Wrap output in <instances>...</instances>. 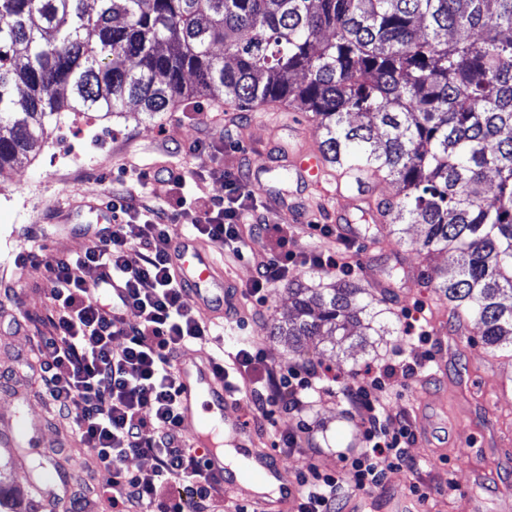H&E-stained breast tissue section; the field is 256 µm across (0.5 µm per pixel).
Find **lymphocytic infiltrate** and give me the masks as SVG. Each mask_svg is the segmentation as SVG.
<instances>
[{
    "mask_svg": "<svg viewBox=\"0 0 512 512\" xmlns=\"http://www.w3.org/2000/svg\"><path fill=\"white\" fill-rule=\"evenodd\" d=\"M149 180V173H139L135 190L113 195L112 225L92 246L72 257L45 260L53 333L37 343L40 379L45 396L93 450L113 507L184 512L177 487L200 499L210 496L211 487L184 438L173 358L187 344L211 339L213 330L186 305L189 287L171 273L174 213L140 201ZM225 186L227 200H213L207 222L196 230L218 249L240 254L249 242L239 227L252 223L253 213L240 179H226ZM290 242L280 235L278 253L259 264L249 290L255 301H265L296 267L339 268L331 256L298 255ZM132 248L140 252L139 264L126 258ZM83 266L97 269L95 284L76 276ZM266 374L265 390L254 395L264 416L275 408L299 411L325 382L315 366H270ZM385 388L383 377L370 374L346 384L343 393L358 416L364 446L345 457L341 472L312 467L301 474L297 512H336L350 494L382 488L385 472L378 459L383 453H391L394 470H415L405 449L416 433L405 420L385 413L380 400ZM132 454L151 456L153 468L126 473L123 462Z\"/></svg>",
    "mask_w": 512,
    "mask_h": 512,
    "instance_id": "1",
    "label": "lymphocytic infiltrate"
}]
</instances>
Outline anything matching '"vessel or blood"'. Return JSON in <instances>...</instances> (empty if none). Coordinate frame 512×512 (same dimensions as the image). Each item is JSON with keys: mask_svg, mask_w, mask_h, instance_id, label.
<instances>
[{"mask_svg": "<svg viewBox=\"0 0 512 512\" xmlns=\"http://www.w3.org/2000/svg\"><path fill=\"white\" fill-rule=\"evenodd\" d=\"M291 165L298 174L314 186H321L325 174V162L310 150L298 152ZM173 275L176 280L186 281L192 287L191 294L198 307L210 318L226 317L228 308L238 306V292L232 288L229 278L210 247L198 239L184 236L173 252ZM178 378L177 390L182 418V428L191 447L203 449L202 467L214 481L223 484L227 500H235L242 491L243 483L275 486V493L251 497L254 512H294L297 502V486L290 483L267 448H250V438L244 419L231 415L232 395L224 385V376L217 368L213 356L201 355L186 358L174 357ZM209 400V416L196 419L193 406L197 398ZM225 433L237 443L240 453L248 459L250 469L244 477H237L224 462V452L214 443L218 433Z\"/></svg>", "mask_w": 512, "mask_h": 512, "instance_id": "b4317fda", "label": "vessel or blood"}]
</instances>
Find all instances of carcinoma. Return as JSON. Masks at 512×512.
I'll return each instance as SVG.
<instances>
[{
    "label": "carcinoma",
    "mask_w": 512,
    "mask_h": 512,
    "mask_svg": "<svg viewBox=\"0 0 512 512\" xmlns=\"http://www.w3.org/2000/svg\"><path fill=\"white\" fill-rule=\"evenodd\" d=\"M0 0V170L66 112L153 120L190 96L311 113L319 152L382 200L429 259L454 325L512 348V0ZM294 314L264 336L360 342L392 311L356 281L288 283Z\"/></svg>",
    "instance_id": "carcinoma-1"
}]
</instances>
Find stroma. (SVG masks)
Masks as SVG:
<instances>
[{
	"label": "stroma",
	"instance_id": "stroma-1",
	"mask_svg": "<svg viewBox=\"0 0 512 512\" xmlns=\"http://www.w3.org/2000/svg\"><path fill=\"white\" fill-rule=\"evenodd\" d=\"M319 139L315 122L305 112L232 109L220 100L194 98L155 120L137 112L108 120L65 116L35 159L0 172V375L12 377L8 386L0 385V423L22 415L39 425L27 454L0 445V499L16 512H41L44 499L68 490L85 497L91 512H112L111 501L93 479V451L42 397L36 369L17 371L16 360L51 331L41 256L85 250L105 226L98 207L106 203L108 192L133 186L136 173L145 171L158 175L146 191V203L175 210L184 205L191 211L190 219L175 223V232L205 219L210 200L226 193V174L243 177L256 216L269 226L244 256L224 254L241 298L236 322L224 327L222 342H197L184 351L230 356L249 340L264 351L266 364L310 362L337 376V383L301 412L278 411L265 418L248 396L249 390L263 386L265 364L234 374L245 392L236 409L252 428L256 446L275 448V441L297 436L296 449L275 448L289 478L311 465L339 471L344 456L360 450L357 418L339 384L369 371L387 376L381 398L389 412L413 426L425 423L429 438L408 448L419 463L414 473L391 470V457H380L388 471L384 486L358 500L359 512H391L395 501H411L413 483L427 494L423 512H468L472 506L478 512H506L512 507V351L486 348L476 325L463 330L453 325L447 302L438 299L430 281L455 258L441 252L424 263L410 246L420 236L419 225H408L405 243L388 247L378 244V229L371 222L359 223L354 238L311 233V225L332 224L340 216L357 220L362 207L352 190L345 194L342 212H335L312 185L288 170L297 143L312 146ZM170 170L190 176L189 187L165 180ZM282 224L293 237L294 251L336 255L353 267V280L372 292H384L392 325L377 348L362 346L355 335L339 346L320 336L297 354L289 350L287 337L262 336L264 324L285 320L291 312L286 285L269 292L263 305L248 294L257 265L278 251ZM8 288L17 291V298L5 297ZM407 312L424 317L429 345L404 341ZM16 318L22 319L21 328H12ZM427 352L432 361L425 368L413 375L402 370L401 360ZM426 392L435 400L423 406L418 398ZM43 459L63 466L68 487L52 477L34 480L31 464Z\"/></svg>",
	"mask_w": 512,
	"mask_h": 512
}]
</instances>
